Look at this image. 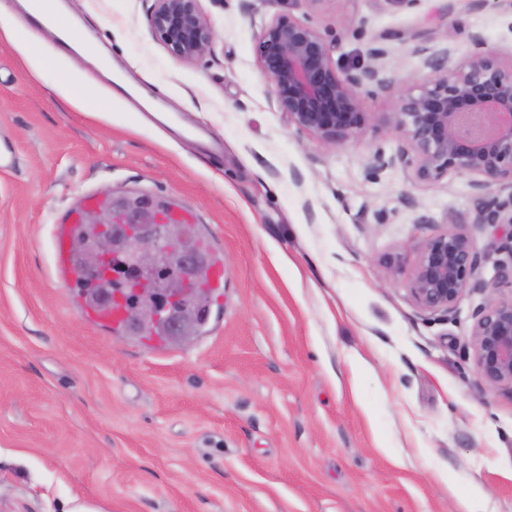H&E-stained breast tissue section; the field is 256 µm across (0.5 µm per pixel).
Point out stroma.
Segmentation results:
<instances>
[{
	"mask_svg": "<svg viewBox=\"0 0 512 512\" xmlns=\"http://www.w3.org/2000/svg\"><path fill=\"white\" fill-rule=\"evenodd\" d=\"M64 2L111 72L45 34L36 75L0 42V512H454L455 492L512 512V387L481 382L471 342L487 295L426 312L385 263L454 229L487 279L508 229L473 224L471 175L374 164L428 53L460 63L479 31L512 62V0H201L216 38L193 61L154 39L152 0ZM281 13L337 68L382 50L394 88L363 91L359 135L326 145L280 111L254 46ZM88 195L194 213L226 279L206 331L159 352L81 319L50 230Z\"/></svg>",
	"mask_w": 512,
	"mask_h": 512,
	"instance_id": "obj_1",
	"label": "stroma"
}]
</instances>
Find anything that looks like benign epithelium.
<instances>
[{
    "instance_id": "benign-epithelium-1",
    "label": "benign epithelium",
    "mask_w": 512,
    "mask_h": 512,
    "mask_svg": "<svg viewBox=\"0 0 512 512\" xmlns=\"http://www.w3.org/2000/svg\"><path fill=\"white\" fill-rule=\"evenodd\" d=\"M153 37L180 60L210 51L215 32L200 0H153L148 14ZM465 61L450 69L454 48L428 59L431 74L398 95L389 125L407 143L398 161L414 176L436 182L450 172L512 189V65L504 66L479 32L470 36ZM255 61L271 79L279 109L297 130L325 144L358 135L367 118L360 90L367 83L389 87L382 70L357 72L332 62L324 35L309 23L282 14L256 37ZM84 223L95 235L77 237L73 250L87 280L99 291L91 301L121 308L130 325L143 331L165 323L171 335H188L186 323L199 318L194 301L209 276L206 256L181 224L160 208L109 207L89 212ZM473 223L512 224V213L495 200L479 199ZM480 257L467 234L448 230L424 240L409 271L411 295L428 312L449 313L468 290L497 292L512 284L503 270L490 280L478 277ZM471 342L477 372L488 387L512 385V299L498 300L475 314Z\"/></svg>"
}]
</instances>
